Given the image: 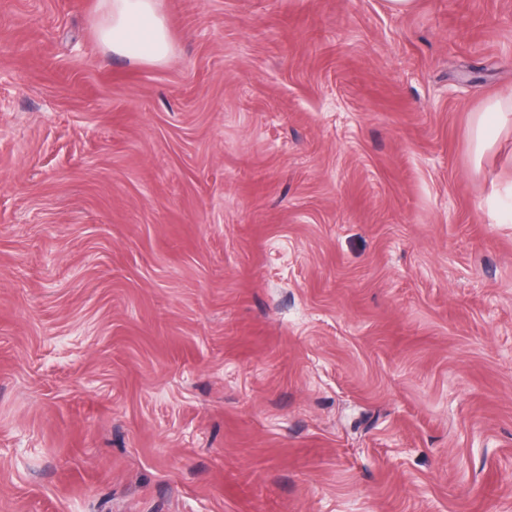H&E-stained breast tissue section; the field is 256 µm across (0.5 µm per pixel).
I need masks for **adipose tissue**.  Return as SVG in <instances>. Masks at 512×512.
Here are the masks:
<instances>
[{
	"mask_svg": "<svg viewBox=\"0 0 512 512\" xmlns=\"http://www.w3.org/2000/svg\"><path fill=\"white\" fill-rule=\"evenodd\" d=\"M94 28L101 49L111 55L160 63L172 51L157 0H103Z\"/></svg>",
	"mask_w": 512,
	"mask_h": 512,
	"instance_id": "1",
	"label": "adipose tissue"
}]
</instances>
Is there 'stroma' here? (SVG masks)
Returning <instances> with one entry per match:
<instances>
[{
    "instance_id": "35a3bbf8",
    "label": "stroma",
    "mask_w": 512,
    "mask_h": 512,
    "mask_svg": "<svg viewBox=\"0 0 512 512\" xmlns=\"http://www.w3.org/2000/svg\"><path fill=\"white\" fill-rule=\"evenodd\" d=\"M0 0V512H512V0ZM94 22L101 49L111 55L160 63L171 55L168 28L156 0H101ZM512 97L504 96L491 101L483 113L477 118L473 136L479 148L486 147L491 143V120L494 125L499 126L506 116H511Z\"/></svg>"
}]
</instances>
